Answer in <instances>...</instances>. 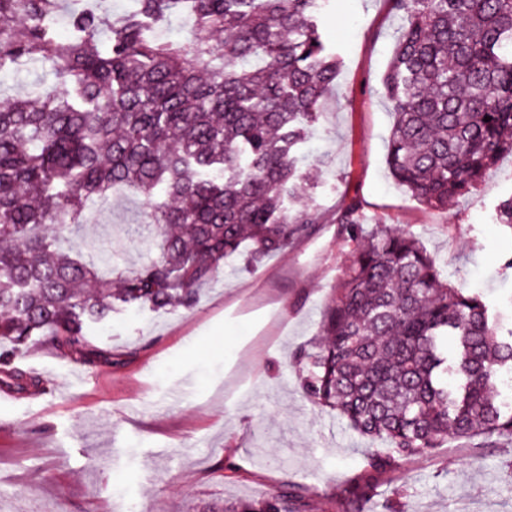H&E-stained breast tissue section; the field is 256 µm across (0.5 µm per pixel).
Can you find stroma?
Masks as SVG:
<instances>
[{"instance_id":"obj_1","label":"stroma","mask_w":512,"mask_h":512,"mask_svg":"<svg viewBox=\"0 0 512 512\" xmlns=\"http://www.w3.org/2000/svg\"><path fill=\"white\" fill-rule=\"evenodd\" d=\"M401 17L387 0H331L322 33L341 58L334 91L303 146L329 155L308 197L307 236L262 264H227L192 309H128L87 330L109 363L87 369L39 346L19 366L45 396L0 401V512H188L189 504L300 488L303 512H344L384 442L306 399L296 355L318 339L322 310L351 252L333 222L345 195L407 228L442 275L499 302L512 295V229L492 214L512 194V155L443 211L420 206L386 165L394 115L381 94ZM146 207L126 191L92 206L81 237L112 271L140 267L123 225ZM366 512H512V443L451 440L377 477Z\"/></svg>"}]
</instances>
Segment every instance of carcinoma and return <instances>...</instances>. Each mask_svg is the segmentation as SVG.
<instances>
[{"label": "carcinoma", "instance_id": "1", "mask_svg": "<svg viewBox=\"0 0 512 512\" xmlns=\"http://www.w3.org/2000/svg\"><path fill=\"white\" fill-rule=\"evenodd\" d=\"M61 2L0 0V76L41 64L54 77L0 103V387L21 391L40 383L16 367L32 347L94 368L88 325L119 306L191 309L225 263L255 266L309 232L318 216L293 205L306 194L295 153L340 67L321 35L329 0H134L119 16L73 0L65 35ZM390 2L403 24L382 79L388 169L444 210L512 155V0ZM174 14L190 36L160 39ZM117 188L147 200L146 223L126 231L155 257L114 288L100 244L76 251L70 236ZM495 219L512 228V196ZM336 223L350 261L324 341L299 364L310 402L396 452L342 490L345 512H362L397 456L448 438L512 442V317L444 281L423 244L370 219L360 197ZM196 512H300V495Z\"/></svg>", "mask_w": 512, "mask_h": 512}]
</instances>
